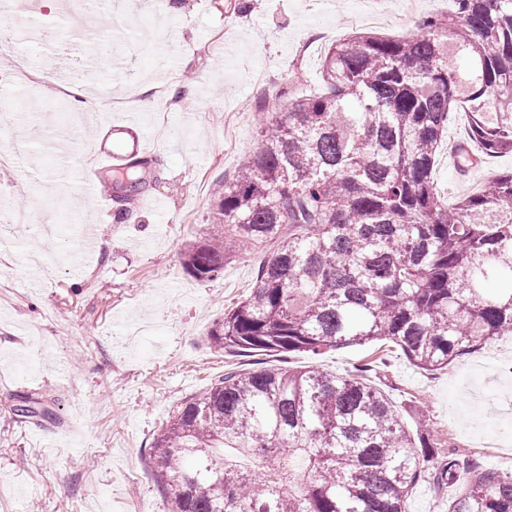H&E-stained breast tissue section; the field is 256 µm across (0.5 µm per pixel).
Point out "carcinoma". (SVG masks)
Returning <instances> with one entry per match:
<instances>
[{"mask_svg":"<svg viewBox=\"0 0 512 512\" xmlns=\"http://www.w3.org/2000/svg\"><path fill=\"white\" fill-rule=\"evenodd\" d=\"M419 29L331 44L321 90L265 113L255 150L214 188L186 274L213 279L235 245L277 249L211 344L281 364L224 374L156 433L148 461L172 512H406L425 435L360 376L287 360L385 340L437 370L512 335V172L451 204L432 180L462 109L461 170L512 153V0H453ZM147 165L110 176L114 202L146 185ZM433 480L455 487L448 512H512V473L450 456Z\"/></svg>","mask_w":512,"mask_h":512,"instance_id":"cac0c4a2","label":"carcinoma"}]
</instances>
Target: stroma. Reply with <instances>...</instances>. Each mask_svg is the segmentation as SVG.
I'll return each mask as SVG.
<instances>
[{
    "label": "stroma",
    "instance_id": "obj_1",
    "mask_svg": "<svg viewBox=\"0 0 512 512\" xmlns=\"http://www.w3.org/2000/svg\"><path fill=\"white\" fill-rule=\"evenodd\" d=\"M187 0L178 16L150 14L141 0H112L94 26L101 46L87 83L94 108L70 99L53 109L60 65L72 40L58 18L67 0H31L36 30L0 58V110L16 121L0 132V512H168L147 463L158 430L180 403L230 370L276 366L260 353L215 351L208 332L247 297L274 247L235 254L217 277L184 273L183 252L211 218L212 193L257 146L260 109L280 111L290 96L319 88L321 59L353 32L390 35L407 14L418 33L450 0ZM37 65L12 81L16 58ZM158 101L131 113L116 99ZM465 117L450 122L434 167L452 201L512 171L502 154L468 171L456 164ZM155 181L135 195L125 218L102 182L131 157ZM89 170L95 192L74 200L65 173ZM323 369L364 370L406 429H425L436 460L454 456L512 472V335L457 357L447 368L413 365L390 343L333 349ZM33 402L38 414L16 415Z\"/></svg>",
    "mask_w": 512,
    "mask_h": 512
}]
</instances>
